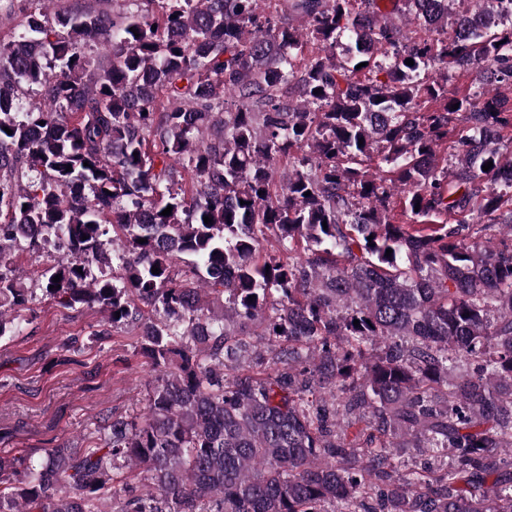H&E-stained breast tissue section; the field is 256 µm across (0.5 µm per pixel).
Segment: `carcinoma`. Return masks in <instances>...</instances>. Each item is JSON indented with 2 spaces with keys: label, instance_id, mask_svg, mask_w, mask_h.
<instances>
[{
  "label": "carcinoma",
  "instance_id": "1",
  "mask_svg": "<svg viewBox=\"0 0 512 512\" xmlns=\"http://www.w3.org/2000/svg\"><path fill=\"white\" fill-rule=\"evenodd\" d=\"M38 2L0 0V339L63 239L43 292L156 377L82 450L1 449L0 512H512V0H392L417 38L386 0Z\"/></svg>",
  "mask_w": 512,
  "mask_h": 512
}]
</instances>
